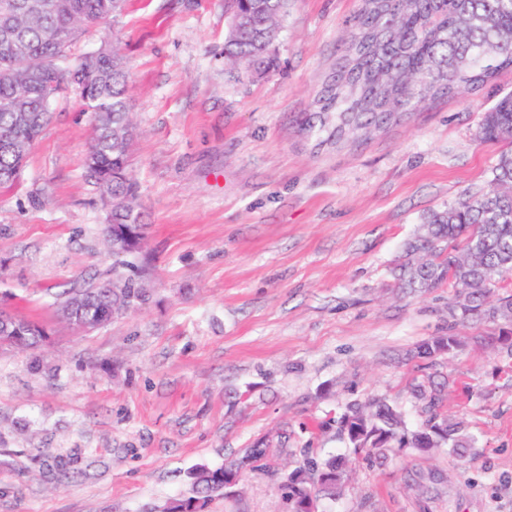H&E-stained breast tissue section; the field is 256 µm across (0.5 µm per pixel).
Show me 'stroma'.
Returning a JSON list of instances; mask_svg holds the SVG:
<instances>
[{
    "label": "stroma",
    "mask_w": 512,
    "mask_h": 512,
    "mask_svg": "<svg viewBox=\"0 0 512 512\" xmlns=\"http://www.w3.org/2000/svg\"><path fill=\"white\" fill-rule=\"evenodd\" d=\"M360 0H289L257 76L224 63V0H126L77 48L124 55L140 134L130 172L148 222L131 276L152 299L84 333L58 314L81 277L112 273L100 192L83 157L91 117L53 102L20 183L0 187V306L42 324L31 352L0 346V512H158L189 474L269 450L206 512H288L277 473L302 449L346 463L320 512H512V353L481 345L443 285L406 296L393 269L429 214L486 192L505 146L480 122L512 70L402 114L362 138L309 130ZM467 340L437 363L422 341ZM446 381L441 409L474 439L370 463L328 420L383 399L417 428L415 381Z\"/></svg>",
    "instance_id": "35a3bbf8"
}]
</instances>
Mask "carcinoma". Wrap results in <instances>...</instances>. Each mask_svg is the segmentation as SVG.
I'll list each match as a JSON object with an SVG mask.
<instances>
[{
    "instance_id": "obj_1",
    "label": "carcinoma",
    "mask_w": 512,
    "mask_h": 512,
    "mask_svg": "<svg viewBox=\"0 0 512 512\" xmlns=\"http://www.w3.org/2000/svg\"><path fill=\"white\" fill-rule=\"evenodd\" d=\"M124 0H0V187L22 178L29 153L52 119L59 97L76 95L92 117V138L85 168L101 191L107 210L106 242L112 252V277L83 281L62 293L60 311L82 307L104 325L112 313L147 304L151 291L140 279L118 268L132 255L112 243L111 224H138L129 176L130 155L138 131L127 104L124 58L114 49L98 55L72 54L86 29L105 25ZM288 0H224L229 15L246 22L224 36V59L245 61L257 74L276 64L270 46L279 35V19ZM512 68V0H362L352 21L347 54L317 99L321 126L336 113V139L376 129L395 115L461 89H476L497 72ZM483 139L509 146L491 169L488 192L431 213L405 249L397 287L429 292L445 283L459 289L462 315L499 322L491 341L512 349V298L486 302L490 286L512 274V93L484 113ZM464 238L463 249L456 242ZM22 330L20 347L41 349L45 329L15 318ZM462 346L450 334L417 346L414 356L434 361L453 356ZM414 397L426 414L415 430L384 400L348 402L336 420L338 434L354 452L384 463L395 449L427 453L446 448L456 458L469 457L471 441L459 436V423L438 410L440 390L418 383ZM267 449L257 444L241 458L189 474L191 495L170 503L164 512H205L215 495L230 494L246 471L263 468ZM343 462L332 456L311 459L281 476L278 490L288 512H311L323 497L343 492Z\"/></svg>"
}]
</instances>
